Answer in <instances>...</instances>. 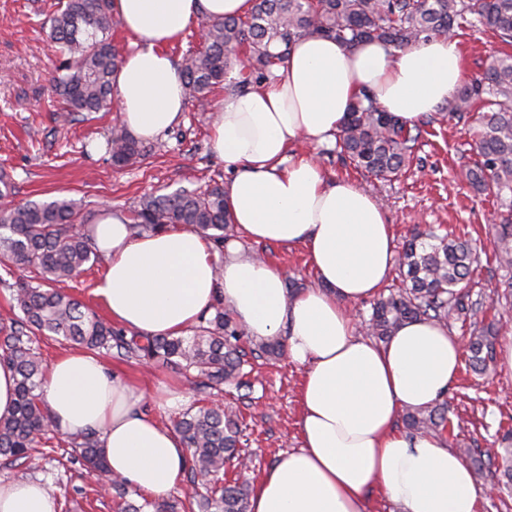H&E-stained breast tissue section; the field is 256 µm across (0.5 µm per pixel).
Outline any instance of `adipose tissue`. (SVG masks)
<instances>
[{
	"mask_svg": "<svg viewBox=\"0 0 512 512\" xmlns=\"http://www.w3.org/2000/svg\"><path fill=\"white\" fill-rule=\"evenodd\" d=\"M251 7L252 0H112L135 38L115 79L131 134L154 139L185 109L178 65L164 45L200 17ZM463 76V51L450 36L403 51L312 34L294 43L274 77L216 106L212 148L231 172L224 198L233 224L255 243L303 246L314 287L289 293L283 272L234 246L217 251L187 227L132 235L118 208H102L90 227L107 264L95 292L114 322L178 336L220 294L249 336L284 337L290 361L304 367L299 447L267 469L249 512H367L375 489L401 512H478L482 485L447 439L396 427L404 410L448 393L459 340L423 320L405 323L381 347L359 334L349 305L374 298L394 268L392 226L373 195L329 179L314 155L295 148L335 140L365 93L414 124L446 103ZM44 401L59 430L100 431L113 474L130 489L160 498L180 485L183 441L154 414L181 403L174 389L145 394L73 349L50 365ZM0 512H58V501L40 483L0 481Z\"/></svg>",
	"mask_w": 512,
	"mask_h": 512,
	"instance_id": "1",
	"label": "adipose tissue"
}]
</instances>
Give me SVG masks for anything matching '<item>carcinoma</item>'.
<instances>
[{"mask_svg": "<svg viewBox=\"0 0 512 512\" xmlns=\"http://www.w3.org/2000/svg\"><path fill=\"white\" fill-rule=\"evenodd\" d=\"M112 0H65L50 19L48 38L61 56L53 76L59 116L72 121L112 109L113 77L123 61L112 44ZM467 23L512 43V0H253L244 16L205 19L206 42L186 54L179 74L186 94L200 105L223 85L246 89L252 79L267 78L285 63L294 41L318 34L353 46L380 41L410 48L433 37L448 36ZM448 116L473 120L477 159L465 178L480 195L499 198L512 193V54L495 59L479 79L463 82L448 102ZM421 131L384 110L369 94L356 104L336 134V147L356 167L390 179L409 165ZM112 164L125 168L141 155V146L122 128L110 138ZM80 205L72 198L28 202L0 211V267L8 274L24 272L11 290L20 311L0 323V363L16 375L12 414L0 418V456L29 459L30 451L60 434L43 400L44 364L33 346L39 336L74 343L95 354L105 351L120 360L156 361L185 373L195 372L197 387L221 392L249 387L243 366L247 358L277 359L285 352L279 338L253 341L216 296L194 335L155 336L118 328L53 284L73 280L84 266L99 260L85 225L77 223ZM184 225L207 237L215 249L237 234L224 206V187L180 189L143 197L133 212L131 231L140 236ZM495 259L512 271V217L495 225ZM478 257L470 243L447 232H416L398 255L401 286L373 300L370 335L387 342L404 323L427 319L448 324L467 312L477 314L480 302H467ZM494 324L470 323L469 366L484 371L494 359ZM402 422L412 433H453L448 401L407 410ZM187 452L184 512H248V480L235 473L224 480L228 466L241 465L242 427L233 407L204 405L175 423ZM68 444L84 469L101 481L111 478L100 434L94 430L67 434ZM499 467L512 485V432L502 435ZM117 512H170L174 506L129 500V488L112 478Z\"/></svg>", "mask_w": 512, "mask_h": 512, "instance_id": "carcinoma-1", "label": "carcinoma"}]
</instances>
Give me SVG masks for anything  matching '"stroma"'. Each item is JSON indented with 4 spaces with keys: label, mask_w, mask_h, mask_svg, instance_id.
I'll use <instances>...</instances> for the list:
<instances>
[{
    "label": "stroma",
    "mask_w": 512,
    "mask_h": 512,
    "mask_svg": "<svg viewBox=\"0 0 512 512\" xmlns=\"http://www.w3.org/2000/svg\"><path fill=\"white\" fill-rule=\"evenodd\" d=\"M60 0H0V170L12 183L10 203L50 201L65 195L81 201L85 223L99 210L115 207L131 212L140 197L179 188L193 190L225 184L224 163L210 143L212 110L186 103L178 125L143 144L134 166L117 169L107 151L115 125L121 124L120 106L93 114L91 119L63 123L50 88L58 55L47 38L49 18ZM463 50L465 78L480 75L495 56L507 49L491 32L462 26L455 33ZM415 144L413 160L392 180L384 181L358 170L340 155L334 143L310 144L325 174L351 180L380 200L403 243L414 228L441 226L476 243L480 264L473 274L471 299L496 309L500 327L497 347L512 343V307L497 306V295L511 274L493 257L490 226L505 209L494 197L474 192L462 176L475 155L468 124L449 119L425 124ZM242 252L256 254L280 269L288 281L314 286V277L302 249L256 244L240 239ZM110 370L153 391L158 384L175 386L183 395L179 406L157 410L164 425L203 405L204 395L191 380L172 370L105 357ZM304 370L288 357L256 364L253 390L238 400L243 418L241 452L251 461L250 483L281 456L299 446L297 421ZM447 398L450 416L460 427L448 445L453 450L478 449L482 462L497 460L501 447L497 432L512 428V374L491 364L486 374L459 373ZM38 468L0 458V480H36L54 491L60 512H116L115 493L101 489L80 464L55 461L50 448L33 452Z\"/></svg>",
    "instance_id": "1"
}]
</instances>
